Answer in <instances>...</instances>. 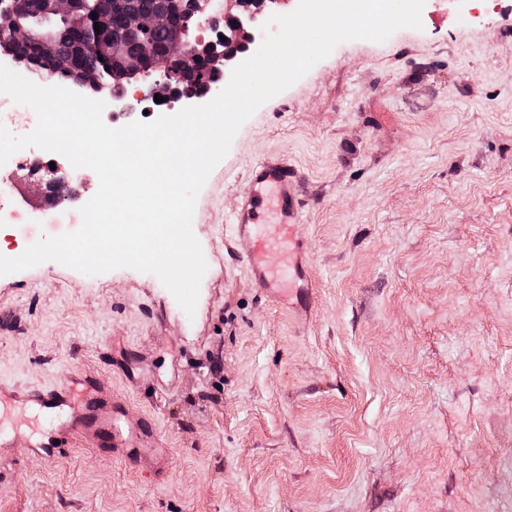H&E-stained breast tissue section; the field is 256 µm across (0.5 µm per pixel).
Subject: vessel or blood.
Returning <instances> with one entry per match:
<instances>
[{
    "instance_id": "b4317fda",
    "label": "vessel or blood",
    "mask_w": 512,
    "mask_h": 512,
    "mask_svg": "<svg viewBox=\"0 0 512 512\" xmlns=\"http://www.w3.org/2000/svg\"><path fill=\"white\" fill-rule=\"evenodd\" d=\"M298 192L299 184L287 166L272 162L255 165L238 197L233 226L237 238L254 243L246 267L255 288L285 305L293 291L311 287L305 243L283 235L297 222ZM0 410L19 417L33 411L39 417L54 418L51 430L27 440V450L43 457L61 453L73 436L108 440L113 447L129 449L135 457L140 456L142 447L155 442L149 426L135 433L120 428L112 412L111 394L86 373L40 389L0 383Z\"/></svg>"
}]
</instances>
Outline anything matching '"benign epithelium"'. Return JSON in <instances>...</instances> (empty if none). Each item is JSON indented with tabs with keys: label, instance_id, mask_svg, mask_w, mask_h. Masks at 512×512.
Instances as JSON below:
<instances>
[{
	"label": "benign epithelium",
	"instance_id": "obj_1",
	"mask_svg": "<svg viewBox=\"0 0 512 512\" xmlns=\"http://www.w3.org/2000/svg\"><path fill=\"white\" fill-rule=\"evenodd\" d=\"M87 0H0V42L25 40L41 48L45 56H54L50 26L56 22L66 24L68 34L81 44L92 46L97 52L112 56L113 85L125 89V83L140 78L145 82L141 99L149 100L162 89H175L180 85L198 83L205 92L223 89V83L211 80L214 69H221L226 62L242 60L256 51L264 39L257 17L267 21L273 12L265 11L266 3L278 0H171L181 16L173 27L171 49L160 56L153 47V33L170 23V13L149 12L127 16L123 0H98L94 11L97 18L85 7ZM224 19L226 40L216 39L206 44L190 40L193 24L213 26ZM99 22L100 32H95L94 22ZM122 27L127 39L140 47L135 57L125 55L123 40L113 36V30ZM67 72L68 83L79 87L100 84L99 72L88 70L78 59L69 57L58 61ZM58 179L47 181L34 178L33 172L17 178L16 190L36 210L59 205L68 199L57 193Z\"/></svg>",
	"mask_w": 512,
	"mask_h": 512
}]
</instances>
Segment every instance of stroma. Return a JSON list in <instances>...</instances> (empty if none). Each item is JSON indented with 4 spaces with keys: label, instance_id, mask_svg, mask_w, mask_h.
Segmentation results:
<instances>
[{
    "label": "stroma",
    "instance_id": "1",
    "mask_svg": "<svg viewBox=\"0 0 512 512\" xmlns=\"http://www.w3.org/2000/svg\"><path fill=\"white\" fill-rule=\"evenodd\" d=\"M421 18L338 44L241 125L196 199L194 314L132 268L0 276V380L94 373L167 449L0 448V512H512V0ZM277 157L303 177L306 311L253 287L233 233Z\"/></svg>",
    "mask_w": 512,
    "mask_h": 512
}]
</instances>
